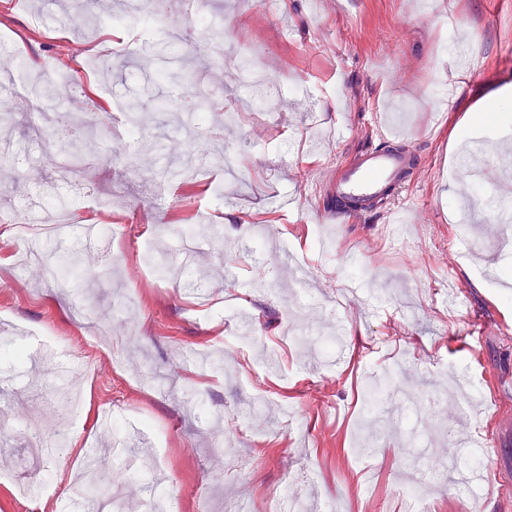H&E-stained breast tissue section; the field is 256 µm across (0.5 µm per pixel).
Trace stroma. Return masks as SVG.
I'll use <instances>...</instances> for the list:
<instances>
[{"label": "stroma", "instance_id": "stroma-1", "mask_svg": "<svg viewBox=\"0 0 512 512\" xmlns=\"http://www.w3.org/2000/svg\"><path fill=\"white\" fill-rule=\"evenodd\" d=\"M69 2L0 0V73L16 100L0 123V379L15 381L0 512H74L66 496L26 491L76 479L87 449L134 434L157 464L117 479L127 512H143L158 474L177 512L241 500L265 512L283 487L318 512L342 500L345 512H408L397 491L420 476L431 512H504L512 457L467 490L447 448L485 430L512 448V405L495 399L512 391V298L500 281L512 262L494 258L491 227L469 234L456 205L466 150L512 136V0H253L249 11L205 0L196 15L179 0L161 13L156 0H91L102 33L62 55L81 37L61 26ZM204 20L247 62L235 86L197 45ZM131 41L123 66L85 68ZM36 73L70 76L54 93L88 148L65 182L32 130ZM189 82L208 94L206 124L176 97ZM132 96L136 147L117 131L92 136ZM487 100L500 106L495 125L459 129ZM396 133L421 161L398 201L409 228L363 214L321 248L319 214L336 206L328 177L366 139ZM60 204L77 216L65 256L111 267L114 283L78 277L62 293L54 270L29 265ZM104 223L111 248L86 249L84 225ZM288 250L305 257L306 285ZM300 294L308 314L294 322ZM92 295L107 312L94 322L82 315ZM31 331L81 366L77 387L18 361ZM380 381L388 403L365 410V387ZM73 391L81 408L62 416Z\"/></svg>", "mask_w": 512, "mask_h": 512}]
</instances>
